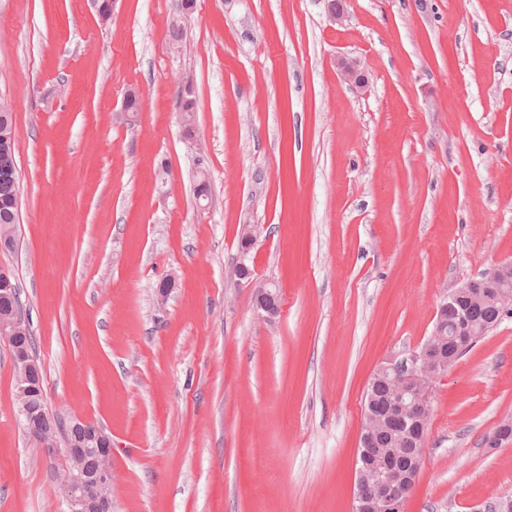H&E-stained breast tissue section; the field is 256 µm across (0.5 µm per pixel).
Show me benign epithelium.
I'll return each instance as SVG.
<instances>
[{"mask_svg": "<svg viewBox=\"0 0 512 512\" xmlns=\"http://www.w3.org/2000/svg\"><path fill=\"white\" fill-rule=\"evenodd\" d=\"M338 70L339 78L349 88L357 93L364 91L367 80L357 60L340 58ZM511 283V261L498 264L484 276L465 283L437 307L431 335L449 334L458 346H465L478 335L476 326L463 309L456 313L453 321H448V309L456 307L459 298L464 295L497 302L500 289L509 287ZM279 300L278 289L263 288L258 297V308L273 315L278 311ZM26 329L27 321L22 312L0 317V336L9 341ZM13 364L20 373L16 392L18 414L26 428L33 430L37 426V418L32 411L30 396L41 380V369L36 358L23 350L15 351ZM425 370L433 379L448 371V357L443 345L430 338L410 350L402 359L381 367V372L400 380L402 389L385 405L377 404L374 397H369L368 407L364 409L365 419L380 420L386 429L395 434H408L414 424L430 413L427 395L417 387ZM372 439L373 434L368 431L359 439L358 452L366 466L377 456V449L371 447ZM64 454L73 461L67 467L68 476L63 486L68 512H112L114 473L112 465L101 463L103 455H112V437L102 427L96 426L83 442L66 446ZM403 503L398 482L390 472H379L371 484L366 480L365 469H360L354 490L353 512H403Z\"/></svg>", "mask_w": 512, "mask_h": 512, "instance_id": "1", "label": "benign epithelium"}]
</instances>
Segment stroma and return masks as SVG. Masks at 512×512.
<instances>
[{"label": "stroma", "instance_id": "1", "mask_svg": "<svg viewBox=\"0 0 512 512\" xmlns=\"http://www.w3.org/2000/svg\"><path fill=\"white\" fill-rule=\"evenodd\" d=\"M0 99L20 188L0 267L49 413L112 437V512H352L372 374L512 261V0H346L340 23L327 0H117L106 26L93 0H0ZM429 399L404 512L512 499V444L486 445L512 416V315ZM64 465L25 432L0 337V512H66ZM339 78L353 91L363 92L367 86V80L360 64L356 59L340 58L338 60Z\"/></svg>", "mask_w": 512, "mask_h": 512}]
</instances>
